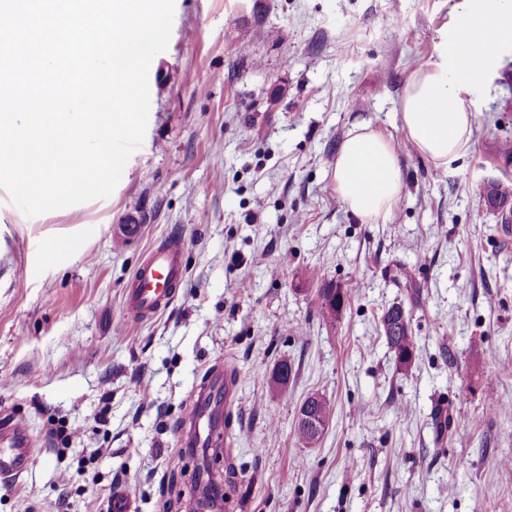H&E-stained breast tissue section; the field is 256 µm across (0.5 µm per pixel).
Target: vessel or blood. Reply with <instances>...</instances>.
<instances>
[{
	"label": "vessel or blood",
	"instance_id": "obj_1",
	"mask_svg": "<svg viewBox=\"0 0 512 512\" xmlns=\"http://www.w3.org/2000/svg\"><path fill=\"white\" fill-rule=\"evenodd\" d=\"M181 245L172 239L155 244L131 277L127 309L138 319H148L169 306L182 280ZM34 450L23 425L0 428V479L21 475Z\"/></svg>",
	"mask_w": 512,
	"mask_h": 512
}]
</instances>
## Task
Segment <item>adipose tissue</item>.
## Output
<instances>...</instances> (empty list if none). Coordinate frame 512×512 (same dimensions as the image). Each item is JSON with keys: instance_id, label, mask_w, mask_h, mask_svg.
I'll return each instance as SVG.
<instances>
[{"instance_id": "obj_1", "label": "adipose tissue", "mask_w": 512, "mask_h": 512, "mask_svg": "<svg viewBox=\"0 0 512 512\" xmlns=\"http://www.w3.org/2000/svg\"><path fill=\"white\" fill-rule=\"evenodd\" d=\"M488 11L483 0H469L458 28L454 53L416 69L401 99L400 120L418 151L435 166L448 167L468 148L474 116L464 106L452 78L458 69H481L512 22V0H498ZM336 191L348 209L372 222L386 216L401 190L398 157L390 141L366 126L353 129L334 162Z\"/></svg>"}]
</instances>
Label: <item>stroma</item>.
I'll return each mask as SVG.
<instances>
[{"mask_svg": "<svg viewBox=\"0 0 512 512\" xmlns=\"http://www.w3.org/2000/svg\"><path fill=\"white\" fill-rule=\"evenodd\" d=\"M467 6L174 0L144 141L114 192L29 217L0 188V423L24 424L37 450L0 482V512H107L117 487L134 512H192L201 403L221 512H512V233L483 198L512 139V37L455 76L474 123L447 170L399 115ZM358 125L402 171L370 224L333 172ZM66 235L76 252L44 260ZM165 238L183 244L185 279L141 322L132 273ZM395 304L415 342L405 369L380 326ZM312 394L334 414L309 448L295 428ZM443 405L455 419L440 436ZM63 423L78 429L66 442Z\"/></svg>", "mask_w": 512, "mask_h": 512, "instance_id": "35a3bbf8", "label": "stroma"}]
</instances>
